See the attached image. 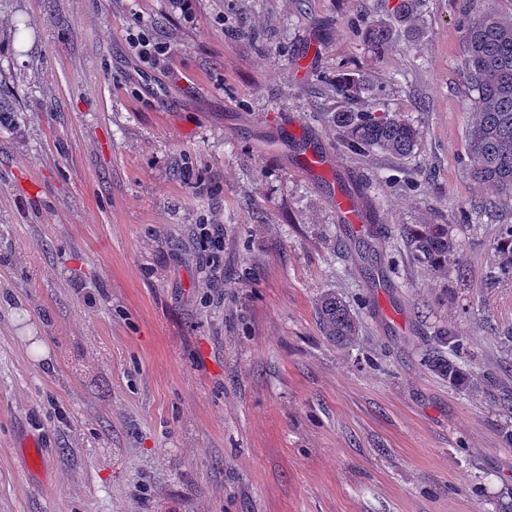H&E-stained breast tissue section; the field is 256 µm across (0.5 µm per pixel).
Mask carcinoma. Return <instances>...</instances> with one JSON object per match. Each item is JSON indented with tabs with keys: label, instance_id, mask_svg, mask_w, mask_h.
I'll return each instance as SVG.
<instances>
[{
	"label": "carcinoma",
	"instance_id": "cac0c4a2",
	"mask_svg": "<svg viewBox=\"0 0 512 512\" xmlns=\"http://www.w3.org/2000/svg\"><path fill=\"white\" fill-rule=\"evenodd\" d=\"M425 0H400L396 21L419 35L416 28ZM393 30L385 23L372 24L364 41L376 52L389 44ZM465 55L462 69L471 95L472 121L466 127L468 173L498 194L512 197V19L493 11L475 14L464 29ZM340 97L329 115L330 130L347 151L366 154L373 150L396 158H408L419 145L418 129L400 112H382L361 106L363 78L352 72L336 76ZM497 270L512 274V224L499 229ZM405 248L429 271L447 269L457 242L446 224H412L405 232ZM316 319L322 336L339 348L355 343L359 327L345 299L334 291L320 295ZM429 365L438 374L457 383L464 379L455 363L433 358Z\"/></svg>",
	"mask_w": 512,
	"mask_h": 512
}]
</instances>
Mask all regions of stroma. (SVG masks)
I'll list each match as a JSON object with an SVG mask.
<instances>
[{"label": "stroma", "mask_w": 512, "mask_h": 512, "mask_svg": "<svg viewBox=\"0 0 512 512\" xmlns=\"http://www.w3.org/2000/svg\"><path fill=\"white\" fill-rule=\"evenodd\" d=\"M396 3L0 0V512H512V199L467 173L460 67L465 10L512 0H426L374 53ZM345 70L414 157L336 145ZM340 188L374 223L340 222ZM428 222L447 272L404 248ZM325 290L351 348L320 333ZM364 41L376 52H382L393 36V30L386 23L372 24L364 33ZM405 248L429 271L447 269L450 256L457 251V242L446 224H411L405 232ZM500 249L497 270L512 274V224H503L499 229ZM316 319L322 336L333 345L343 349L355 343L358 323L341 295L323 292L316 304Z\"/></svg>", "instance_id": "1"}]
</instances>
